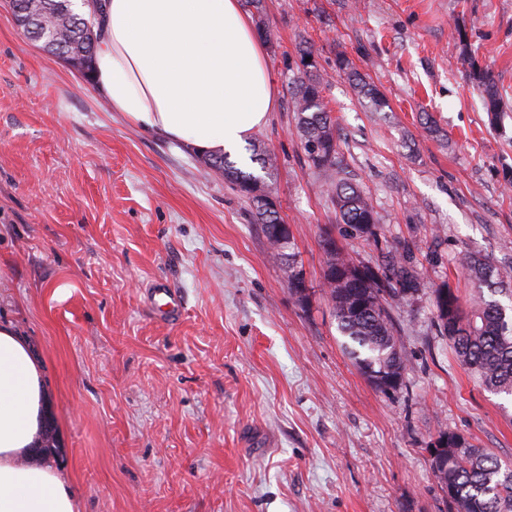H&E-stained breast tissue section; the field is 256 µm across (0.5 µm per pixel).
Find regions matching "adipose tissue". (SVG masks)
<instances>
[{"label":"adipose tissue","instance_id":"obj_1","mask_svg":"<svg viewBox=\"0 0 512 512\" xmlns=\"http://www.w3.org/2000/svg\"><path fill=\"white\" fill-rule=\"evenodd\" d=\"M81 11L98 30V91L142 131L221 153L267 124L275 81L240 0H86ZM45 398L28 341L0 320V512H78L62 473L28 461Z\"/></svg>","mask_w":512,"mask_h":512}]
</instances>
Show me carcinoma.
Returning a JSON list of instances; mask_svg holds the SVG:
<instances>
[{
  "label": "carcinoma",
  "instance_id": "obj_1",
  "mask_svg": "<svg viewBox=\"0 0 512 512\" xmlns=\"http://www.w3.org/2000/svg\"><path fill=\"white\" fill-rule=\"evenodd\" d=\"M44 21L65 31L64 53L75 62L77 71L88 76L93 72L97 33L75 24L80 13L72 0H44ZM469 66V79L479 91L486 111L497 114L500 95L488 68L479 64L468 48L460 28L454 29ZM304 68L288 64L295 85L293 108L297 129L309 166L328 177L327 197L336 211V221L346 227L348 235L365 239L377 238L378 225L371 198L355 183L339 151L336 121L322 96L324 78L311 49L298 52ZM338 69L347 76L362 100L372 111L390 108L386 96L359 72L349 69L343 54L336 59ZM207 168L219 173L231 189L255 208L257 219L272 256L283 260L285 253L276 235V225L283 223L278 211L265 207L250 193L251 187H266V180L277 169V158L267 148L253 146L251 162L263 175L247 172L224 155L205 154ZM474 292L467 306L448 286L434 290L435 296H448V314H443L439 301H434L436 325L448 338L455 355L471 370L488 391L512 397V317L507 307L496 298L503 283L512 278V266L499 267L475 255L460 259ZM356 264L336 248L325 252L322 279L325 294L336 320V329L344 338L343 347L355 365L379 390L377 374L384 372L403 377L405 360L398 344L390 302L404 300L418 288L417 278L405 262L392 256L382 267L363 266L367 280L353 274ZM433 472L442 490L452 489L448 498L450 512H512V465L502 462L492 452L466 442L460 448L448 442L445 458L432 461Z\"/></svg>",
  "mask_w": 512,
  "mask_h": 512
}]
</instances>
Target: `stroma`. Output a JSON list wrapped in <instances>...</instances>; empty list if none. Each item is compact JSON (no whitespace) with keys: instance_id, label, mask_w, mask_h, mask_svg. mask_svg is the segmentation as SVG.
<instances>
[{"instance_id":"35a3bbf8","label":"stroma","mask_w":512,"mask_h":512,"mask_svg":"<svg viewBox=\"0 0 512 512\" xmlns=\"http://www.w3.org/2000/svg\"><path fill=\"white\" fill-rule=\"evenodd\" d=\"M263 17L277 106L251 140L277 158L304 306L198 150L111 111L0 0V317L44 363L48 461L79 512H448L427 454L437 437L512 462V403L456 359L433 306L444 285L469 300L463 255L512 264V0H263ZM458 25L495 77L498 116L458 61ZM304 41L381 227L379 241L338 243L369 265L404 250L420 276L392 304L406 358L395 391L346 355L321 285V236L339 226L296 129L285 61ZM340 53L391 111L357 97ZM158 277L184 297L177 322L147 302Z\"/></svg>"}]
</instances>
